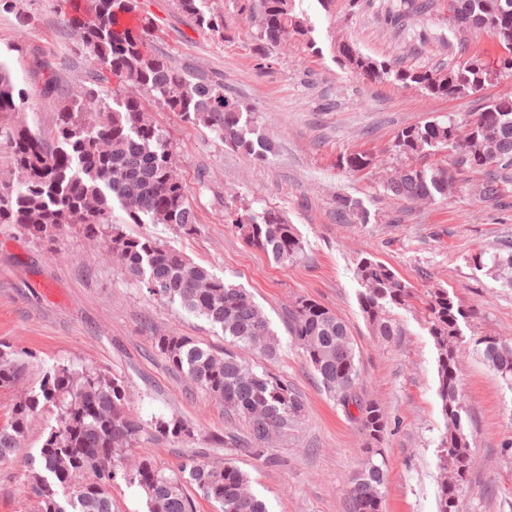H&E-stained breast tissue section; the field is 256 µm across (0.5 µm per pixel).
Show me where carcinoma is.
Here are the masks:
<instances>
[{"label": "carcinoma", "mask_w": 512, "mask_h": 512, "mask_svg": "<svg viewBox=\"0 0 512 512\" xmlns=\"http://www.w3.org/2000/svg\"><path fill=\"white\" fill-rule=\"evenodd\" d=\"M451 31L482 29L503 48L499 73H512V0H455ZM179 8L224 38V16L211 0H178ZM441 7L437 0H400L399 19ZM138 0H89L88 12L69 19L76 44L95 64L93 86L77 92L60 90L53 76L43 80L42 92L61 98L53 140L12 126L0 125V138L11 147L17 184L0 182V224H17L36 239L53 241L76 226L88 237L111 240L110 256L126 273L143 284L149 295L178 302L206 318L240 350L275 355L276 339L262 310L250 294L179 251L146 236H131L112 223V200H117L131 224H170L183 233L194 230L195 217L187 188L173 162L169 135L154 122L144 102L149 97L161 108L189 123L203 124L229 149L266 161L273 152L270 138L258 133L248 112L224 95V86L194 83L146 46L150 22L139 27L118 24L135 13ZM314 28L297 0H261L258 40L261 56L270 49L305 42L316 50ZM336 58L350 72L370 80H389L414 86L428 96L461 97L481 90L493 70L472 61L447 71L397 67L358 51L353 44H334ZM126 86L111 88L109 76ZM27 93L17 87L0 62V114L16 112ZM98 113L87 124L81 114ZM392 150L410 163L384 185L393 197L410 203L431 202L448 193L452 170H486L512 166V96L494 98L482 112L461 123L429 121L403 128ZM449 151L448 159L425 162ZM252 248L278 263L295 262L304 253L293 225L277 209L256 212L245 206L224 215ZM488 272L512 287V252L490 257ZM355 277L361 286L359 302L374 335L389 340L399 335L393 310L414 297L410 285L371 256L360 258ZM290 331L324 390L345 412L353 405L368 440L367 458L346 482L354 512H382L388 477L381 444L387 419L376 401L357 394L358 360L348 325L314 300L300 297L290 311ZM467 313L446 288H434L424 300V321L437 350V394L445 419L440 443L441 481L438 512H459L460 488L448 484V472L466 481L471 465L470 441L462 423L464 405L459 387L461 321ZM476 351L512 387V344L497 337L475 342ZM154 348L175 370L186 375L209 396L224 403L227 415L241 418L248 441L224 434V447L238 448L256 459L270 460L267 444L304 412L302 398L277 376L255 372L234 352L203 348L188 336L154 337ZM25 365L11 346L0 343V388L16 384ZM129 396L116 377L87 365H56L46 371L39 389L14 406L8 426L0 429V460L10 456L25 436L30 421L48 408L53 426L39 449L38 466L30 481L41 512H112V482L121 477L140 488L146 512H194L187 492L198 490L217 512H267L266 504L250 489V476L233 462H191L166 471L152 459L133 467L123 460L137 443L144 426L131 413ZM151 426L161 436L191 435L179 419L157 418Z\"/></svg>", "instance_id": "cac0c4a2"}]
</instances>
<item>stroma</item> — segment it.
I'll use <instances>...</instances> for the list:
<instances>
[{"instance_id": "obj_1", "label": "stroma", "mask_w": 512, "mask_h": 512, "mask_svg": "<svg viewBox=\"0 0 512 512\" xmlns=\"http://www.w3.org/2000/svg\"><path fill=\"white\" fill-rule=\"evenodd\" d=\"M399 0H303L315 25L316 49L292 45L260 61L256 39L259 0H213L224 15L216 37L177 6V0H140L152 30L149 49L194 77L220 83L227 96L250 111L255 127L274 143L267 161L227 148L206 126L154 107L152 118L168 131L174 160L187 187L196 228L187 235L165 224H130L121 207L115 222L181 251L195 264L245 288L275 333V357L248 353L255 372H270L302 398L305 412L270 445V461L219 444L225 432L245 434L241 421L173 370L153 339L176 333L202 347L227 350L220 328L207 319L149 297L114 264L105 239H89L72 227L55 241L34 239L17 225L0 224V342L20 351L26 365L14 386L0 388V428L20 397L37 390L57 364H88L123 381L133 415L179 418L192 437L141 433L134 457L178 469L189 459L231 460L252 479L269 512H353L347 479L366 457L367 437L326 393L288 331V310L300 297L314 300L346 321L361 372L358 394L385 409L388 484L383 512H438V447L444 432L437 388V354L424 329L421 299L447 288L471 315L462 325L460 390L468 414L472 468L459 498L460 512H512V390L474 350L482 336L512 340V287L477 270L478 254L512 251V170L501 198L480 192L481 170H465L447 198L432 204L390 197L383 184L406 163L393 153L403 128L460 119L490 99L512 95V75H499L480 92L434 97L389 81H372L343 68L333 56L337 40L401 67L451 70L471 59L493 65L501 48L487 34H454L448 15L435 10L407 19L404 29L387 21ZM0 11V55L18 87L35 84L37 65L55 64L64 88L91 85L92 63L74 52L69 16L83 0H15ZM59 100L37 97L0 123L53 134ZM373 156L371 167L352 171L344 159ZM358 201L360 210L338 215L336 200ZM251 205L282 211L305 245L294 263H278L249 247L224 221L227 209ZM395 269L415 297L396 310L401 334L373 336L357 298L354 270L364 256ZM52 413L40 412L19 448L0 460V512H39L29 485Z\"/></svg>"}]
</instances>
